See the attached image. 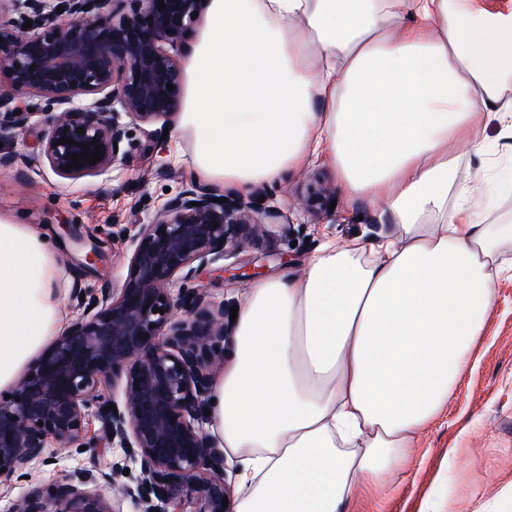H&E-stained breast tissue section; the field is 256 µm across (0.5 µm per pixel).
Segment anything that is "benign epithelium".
<instances>
[{"label": "benign epithelium", "instance_id": "7a95c632", "mask_svg": "<svg viewBox=\"0 0 512 512\" xmlns=\"http://www.w3.org/2000/svg\"><path fill=\"white\" fill-rule=\"evenodd\" d=\"M48 2L0 0V13L22 6L33 20L30 31L0 20V132L23 128L41 106L49 119L42 154L51 169L63 179L97 176L124 159L114 149L126 138L125 127L109 119L115 106L144 124L177 112L184 88L177 51L197 26L192 14L203 15L209 0ZM87 96L90 107L81 104ZM85 151L101 152L100 161L83 158L81 168H67L72 154ZM275 217L239 195L191 183L137 225L123 287L102 291L96 306L29 362L10 398L0 395V469L27 477L48 439L60 451L82 443L93 414L111 434L108 444L139 464L145 512H230L224 452L202 427L229 316L202 290L184 288L174 297L169 286L245 249ZM68 231L90 246L86 260H103L97 243ZM109 381L122 385V400L102 392ZM118 477L101 470L66 479L53 511L41 487L30 484L14 512H122L126 490Z\"/></svg>", "mask_w": 512, "mask_h": 512}]
</instances>
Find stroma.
I'll return each mask as SVG.
<instances>
[{"label": "stroma", "mask_w": 512, "mask_h": 512, "mask_svg": "<svg viewBox=\"0 0 512 512\" xmlns=\"http://www.w3.org/2000/svg\"><path fill=\"white\" fill-rule=\"evenodd\" d=\"M122 161L101 175L79 180L58 177L41 156L48 131L45 114L34 111L23 129L0 134V144L17 152L16 168L0 170V214L20 224L41 227L54 248L61 295L69 318L81 310L71 298L75 286L88 295L103 288H121L135 249V225L147 223L168 200L192 181L195 145L176 122L166 138L151 125L128 122ZM475 130L485 143L475 152L463 142L448 145L457 156L456 181L482 182L486 195L478 219L486 224H512V192L501 185L512 167V128L481 115ZM327 188L335 209L318 213L299 202L318 188ZM256 210L279 212L276 223L241 252L202 266L188 285L203 289L215 304L231 308L252 284L270 276L298 274L328 240L343 245L394 232L382 207L363 200L346 201L328 164L315 162L285 174L279 182L255 187L248 196ZM74 225L88 240L100 243L105 259L84 265L63 224ZM175 281L172 291L183 288ZM468 369L440 417L418 437L409 451V472L382 487L357 488L347 512H512V271L496 284L495 304L485 321ZM84 448L57 451L48 446L45 458L29 481L0 478V512H11L28 485L42 487L52 499L61 480L74 472L117 467L127 494L123 512H142L140 468L121 449L106 442L102 423L89 417Z\"/></svg>", "instance_id": "35a3bbf8"}]
</instances>
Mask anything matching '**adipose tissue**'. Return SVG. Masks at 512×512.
<instances>
[{"instance_id": "obj_1", "label": "adipose tissue", "mask_w": 512, "mask_h": 512, "mask_svg": "<svg viewBox=\"0 0 512 512\" xmlns=\"http://www.w3.org/2000/svg\"><path fill=\"white\" fill-rule=\"evenodd\" d=\"M510 73L512 16L470 0H210L184 66L192 174L246 193L321 160L400 230L245 292L208 401L241 463L232 512H343L451 397L512 224L474 218L448 144L482 150L476 110L512 120ZM64 324L46 235L0 217V389Z\"/></svg>"}]
</instances>
